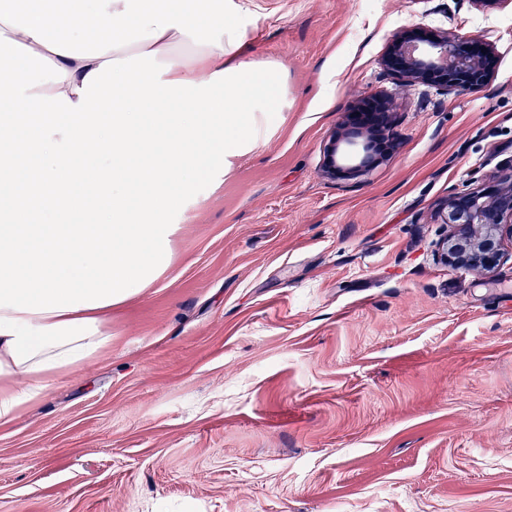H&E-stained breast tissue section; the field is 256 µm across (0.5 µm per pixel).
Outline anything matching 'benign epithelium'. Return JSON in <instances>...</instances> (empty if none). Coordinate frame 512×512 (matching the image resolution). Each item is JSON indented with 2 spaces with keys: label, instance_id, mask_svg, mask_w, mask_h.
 <instances>
[{
  "label": "benign epithelium",
  "instance_id": "obj_1",
  "mask_svg": "<svg viewBox=\"0 0 512 512\" xmlns=\"http://www.w3.org/2000/svg\"><path fill=\"white\" fill-rule=\"evenodd\" d=\"M487 56V49L476 38L455 39L445 34L409 39L395 35L383 65L405 87L426 84L477 92L491 80ZM389 116L387 111L366 116L349 113V119L372 126L385 125ZM368 162L367 146L355 134L337 138L328 148L327 169L333 175L360 171ZM438 218L448 225V236L438 248L441 260L456 267L494 272L504 254L505 242H512V173L482 190L448 194Z\"/></svg>",
  "mask_w": 512,
  "mask_h": 512
}]
</instances>
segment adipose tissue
<instances>
[{
    "instance_id": "1",
    "label": "adipose tissue",
    "mask_w": 512,
    "mask_h": 512,
    "mask_svg": "<svg viewBox=\"0 0 512 512\" xmlns=\"http://www.w3.org/2000/svg\"><path fill=\"white\" fill-rule=\"evenodd\" d=\"M241 11L0 0V425L111 347L102 313L163 275L181 203L274 111Z\"/></svg>"
}]
</instances>
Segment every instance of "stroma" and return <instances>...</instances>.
<instances>
[{
	"label": "stroma",
	"instance_id": "obj_1",
	"mask_svg": "<svg viewBox=\"0 0 512 512\" xmlns=\"http://www.w3.org/2000/svg\"><path fill=\"white\" fill-rule=\"evenodd\" d=\"M274 112L198 181L111 350L0 426V512H512V244L443 264L434 214L512 161V0H244ZM492 49L477 93L402 86L393 35ZM393 101L356 175L325 152Z\"/></svg>",
	"mask_w": 512,
	"mask_h": 512
}]
</instances>
